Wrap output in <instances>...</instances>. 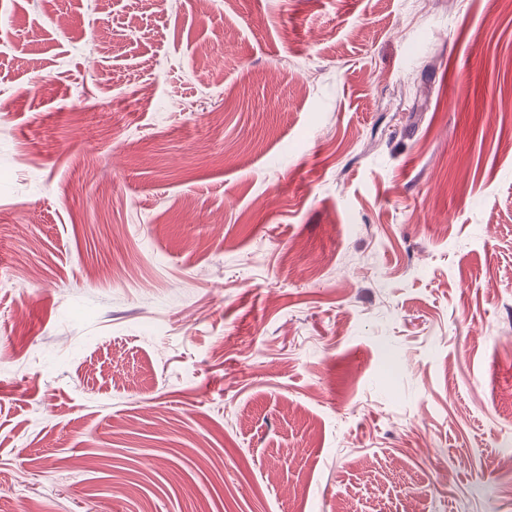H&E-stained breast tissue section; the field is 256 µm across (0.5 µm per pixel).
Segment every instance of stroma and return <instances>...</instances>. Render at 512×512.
<instances>
[{"label":"stroma","mask_w":512,"mask_h":512,"mask_svg":"<svg viewBox=\"0 0 512 512\" xmlns=\"http://www.w3.org/2000/svg\"><path fill=\"white\" fill-rule=\"evenodd\" d=\"M512 0H0L15 512H512Z\"/></svg>","instance_id":"stroma-1"}]
</instances>
